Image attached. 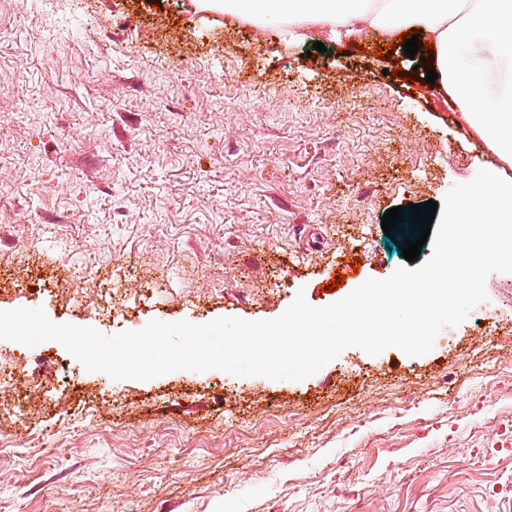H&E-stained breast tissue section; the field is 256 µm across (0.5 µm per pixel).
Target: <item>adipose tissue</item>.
<instances>
[{"mask_svg":"<svg viewBox=\"0 0 512 512\" xmlns=\"http://www.w3.org/2000/svg\"><path fill=\"white\" fill-rule=\"evenodd\" d=\"M259 23L310 22L335 32L367 22L385 38L429 37L431 68L496 153L512 155V0H210Z\"/></svg>","mask_w":512,"mask_h":512,"instance_id":"1","label":"adipose tissue"}]
</instances>
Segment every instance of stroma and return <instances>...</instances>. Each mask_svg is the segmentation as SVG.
I'll list each match as a JSON object with an SVG mask.
<instances>
[{"label": "stroma", "mask_w": 512, "mask_h": 512, "mask_svg": "<svg viewBox=\"0 0 512 512\" xmlns=\"http://www.w3.org/2000/svg\"><path fill=\"white\" fill-rule=\"evenodd\" d=\"M375 42L204 0H0V310L112 335L389 277L387 209L490 167L512 182V161L474 154L425 69ZM486 291L427 354L350 347L301 381L115 380L0 339L30 380L0 392V512H512V468L486 454L512 430V273Z\"/></svg>", "instance_id": "35a3bbf8"}]
</instances>
